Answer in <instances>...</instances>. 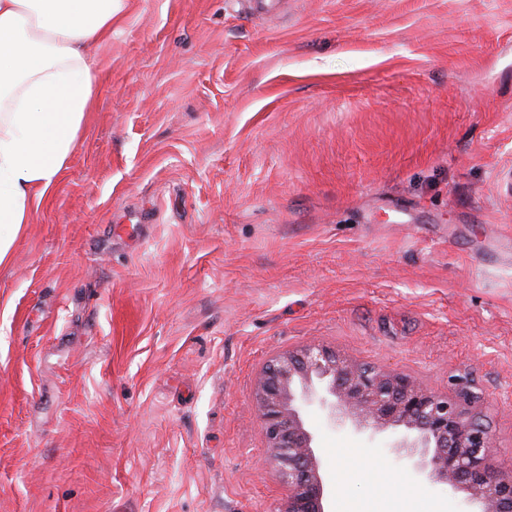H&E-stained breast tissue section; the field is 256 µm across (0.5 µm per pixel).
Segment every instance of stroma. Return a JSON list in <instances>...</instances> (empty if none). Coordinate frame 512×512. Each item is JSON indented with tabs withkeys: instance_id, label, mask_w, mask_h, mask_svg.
Segmentation results:
<instances>
[{
	"instance_id": "stroma-1",
	"label": "stroma",
	"mask_w": 512,
	"mask_h": 512,
	"mask_svg": "<svg viewBox=\"0 0 512 512\" xmlns=\"http://www.w3.org/2000/svg\"><path fill=\"white\" fill-rule=\"evenodd\" d=\"M98 55L0 266V512H279L256 383L314 344L468 377L512 469V0H123ZM303 416L331 512H463Z\"/></svg>"
}]
</instances>
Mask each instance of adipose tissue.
<instances>
[{
	"instance_id": "1",
	"label": "adipose tissue",
	"mask_w": 512,
	"mask_h": 512,
	"mask_svg": "<svg viewBox=\"0 0 512 512\" xmlns=\"http://www.w3.org/2000/svg\"><path fill=\"white\" fill-rule=\"evenodd\" d=\"M120 0H0V266L72 154Z\"/></svg>"
}]
</instances>
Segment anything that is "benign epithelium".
<instances>
[{
	"instance_id": "benign-epithelium-1",
	"label": "benign epithelium",
	"mask_w": 512,
	"mask_h": 512,
	"mask_svg": "<svg viewBox=\"0 0 512 512\" xmlns=\"http://www.w3.org/2000/svg\"><path fill=\"white\" fill-rule=\"evenodd\" d=\"M256 403L269 458L288 487L281 512H329L315 437L302 413L309 403L324 409L334 425L369 440L389 438L417 476L465 494L476 512H512V470L498 464L489 429L406 377L363 368L313 345L264 369Z\"/></svg>"
}]
</instances>
